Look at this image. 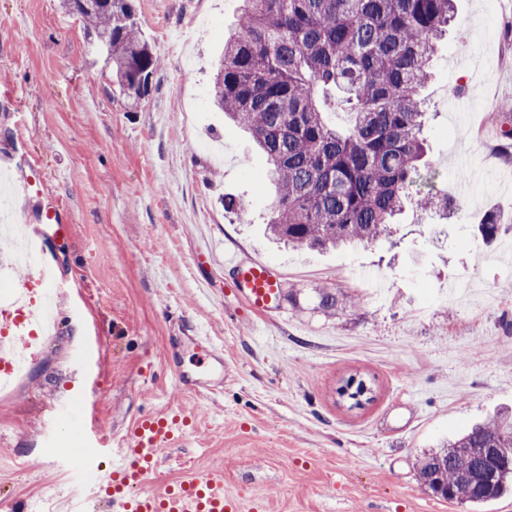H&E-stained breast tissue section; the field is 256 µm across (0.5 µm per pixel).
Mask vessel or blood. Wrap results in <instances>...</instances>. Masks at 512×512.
Masks as SVG:
<instances>
[{
  "instance_id": "obj_1",
  "label": "vessel or blood",
  "mask_w": 512,
  "mask_h": 512,
  "mask_svg": "<svg viewBox=\"0 0 512 512\" xmlns=\"http://www.w3.org/2000/svg\"><path fill=\"white\" fill-rule=\"evenodd\" d=\"M236 287L245 289L248 307L261 314L275 305L282 294L279 274L264 261L251 259L228 262ZM15 304L0 307V372L9 373L17 345L29 344L38 320L37 305L53 275L47 263H31L28 271L15 277ZM182 428L177 418L145 416L122 437L112 453L109 468L96 465L88 456L86 469L98 484L112 490L113 512H241L240 504L224 491V472L214 469L202 478L170 484L163 491L145 490L143 483L161 466L159 452L176 444Z\"/></svg>"
}]
</instances>
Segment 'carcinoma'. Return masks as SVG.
Listing matches in <instances>:
<instances>
[{
  "label": "carcinoma",
  "mask_w": 512,
  "mask_h": 512,
  "mask_svg": "<svg viewBox=\"0 0 512 512\" xmlns=\"http://www.w3.org/2000/svg\"><path fill=\"white\" fill-rule=\"evenodd\" d=\"M95 36H109L106 63L126 104L148 95L160 57L142 37L129 0L112 12L74 9ZM234 28L224 33L211 98L228 120L247 130L267 156L275 194L267 229L293 247L328 250L369 245L391 233L408 186L425 155L422 89L438 43L454 21L453 0H238ZM341 97L351 125L328 120ZM417 203L448 208L431 190ZM501 226L486 215L491 240ZM489 448L502 449L487 476ZM421 484L472 488L474 512L512 491V414L473 425L417 459Z\"/></svg>",
  "instance_id": "1"
}]
</instances>
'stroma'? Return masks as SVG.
<instances>
[{
	"mask_svg": "<svg viewBox=\"0 0 512 512\" xmlns=\"http://www.w3.org/2000/svg\"><path fill=\"white\" fill-rule=\"evenodd\" d=\"M131 3L163 55L133 111L63 0H0V159L32 157L43 175L0 209L27 215L32 235L47 207L69 219L40 255L62 283L59 330L0 394V512L21 498L70 512L72 496L112 512L71 461L81 420L63 416L91 390L110 441L144 415L194 416L149 491L220 468L226 493L266 512H471L427 493L416 460L512 407V0H454L424 90L425 172L455 208L407 207L391 235L327 252L267 237L266 158L210 103L224 32L209 21L231 24L236 0ZM460 93L463 122L448 110ZM489 212L502 225L488 242ZM231 255L277 268L276 308L250 313ZM325 289L343 300L335 312ZM197 327L226 360L207 398L176 387L171 368L212 378ZM352 376L373 388L364 406L338 393Z\"/></svg>",
	"mask_w": 512,
	"mask_h": 512,
	"instance_id": "1",
	"label": "stroma"
}]
</instances>
